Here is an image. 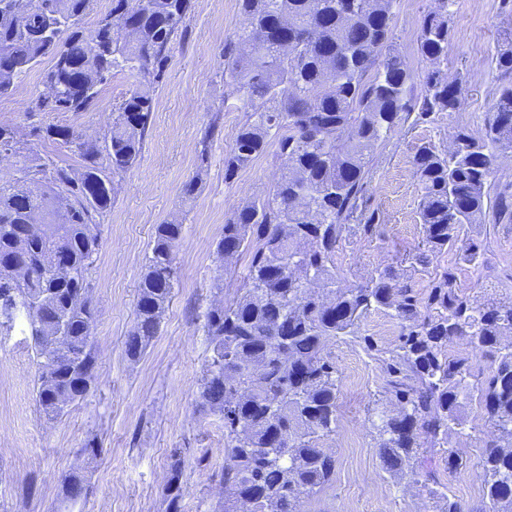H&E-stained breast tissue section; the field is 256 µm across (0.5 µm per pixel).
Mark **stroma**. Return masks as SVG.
<instances>
[{
	"instance_id": "35a3bbf8",
	"label": "stroma",
	"mask_w": 512,
	"mask_h": 512,
	"mask_svg": "<svg viewBox=\"0 0 512 512\" xmlns=\"http://www.w3.org/2000/svg\"><path fill=\"white\" fill-rule=\"evenodd\" d=\"M435 0H395L394 45L414 74L429 64L416 32ZM448 75L464 80L465 95L452 113L425 120H401L396 133L378 147L369 175L366 205L380 216L373 234L342 240L336 268L344 285L358 284L377 270L399 273L401 285L425 295L436 273L454 269L456 288L481 301L512 294V215L487 212L476 230L484 244L479 266L460 263L454 252L433 256L428 267L411 257L422 249L421 186L413 173L418 148L447 149L457 128L481 134L497 89L505 77L494 57L512 33V0H455L450 8ZM243 26L238 0H192L164 80L154 93L150 126L138 164L118 180L112 208L100 220L103 246L90 274L98 310L93 336L96 380L86 398L61 419L47 421L37 408V371L32 340L23 322L0 336V512H165V484L172 449L185 451L182 512H210L221 493L216 474L224 463V424L198 409V381L210 355L205 314L216 300L232 298L248 264L240 256L220 265L214 244L224 221L266 193L283 161L277 142L232 179L224 160L246 120V99L223 80L224 46ZM136 73L113 74L99 101L87 112H33L30 103L44 91L39 70L17 80L0 99V123L15 126L22 141L32 127L67 125L88 137H102L112 113L136 88ZM220 114L207 162L196 147L213 114ZM196 181L192 201L183 187ZM181 225L177 248L179 283L162 318L160 332L136 359L125 352L135 323L139 283L157 225ZM400 324L391 313L373 310L353 336L328 347L340 378L339 426L323 447L336 455V480L300 512H436L423 483L389 473L376 446V427L392 407L382 395L383 374L366 353L362 337L396 343ZM463 436L451 444L465 462L449 472L436 465L448 492L465 512L482 506L481 458L491 436L477 404L465 408ZM96 439L101 454L87 461L85 442ZM85 476L87 493L76 504L60 505V481L74 470Z\"/></svg>"
}]
</instances>
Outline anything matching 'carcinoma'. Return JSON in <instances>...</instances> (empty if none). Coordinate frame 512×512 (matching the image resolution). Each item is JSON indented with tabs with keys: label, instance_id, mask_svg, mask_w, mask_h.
Returning a JSON list of instances; mask_svg holds the SVG:
<instances>
[{
	"label": "carcinoma",
	"instance_id": "obj_1",
	"mask_svg": "<svg viewBox=\"0 0 512 512\" xmlns=\"http://www.w3.org/2000/svg\"><path fill=\"white\" fill-rule=\"evenodd\" d=\"M247 49L224 46V83L251 103L224 160L232 178L264 153L278 136L284 165L270 191L233 212L215 243L248 256V272L233 298L211 305L204 330L211 355L199 379L198 407L224 422V466L217 473L222 495L211 512H297L336 477V456L320 441L336 434L339 375L327 349L338 336H353L372 310L394 312L398 343L362 337L364 350L381 368L384 397L395 413L382 419L378 448L385 469L440 485L434 457L448 470L466 467L450 448L466 423L468 402L478 401L492 439L483 453L481 512H512V296L473 301L454 288V274L435 275L419 297L385 269L357 286L334 287L341 240L375 227L364 197L374 151L394 132L402 115L424 120L454 112L464 95L448 93V7L426 14L417 40L431 67L420 96L407 95L414 75L392 48L394 0H238ZM93 0H0V98L15 80L49 61L32 112H87L116 70L141 77L139 86L112 113L102 139L90 141L72 127L47 125L35 137L80 154L75 174L15 140L16 128L0 123V149L14 150L23 176L0 180V333L23 316L39 359L35 401L50 420L83 400L95 380L97 352L90 324L96 320L89 272L102 247L98 218L112 208L114 179L138 162L174 44L184 33L191 0H149L132 12L128 0L111 8L87 33L81 21ZM296 36L295 50L280 48L283 28ZM498 70L512 76V43L497 50ZM220 116L198 142L208 158ZM512 148V81L499 86L482 135L464 128L450 149L420 147L414 175L422 190L420 220L427 250L414 257L453 250L480 264L481 243L468 230L483 223L490 178L501 152ZM42 225L28 232L33 223ZM182 225L158 224L139 285L135 324L125 341L128 357L141 356L158 335L178 281L175 249ZM61 253L64 274L46 258ZM301 262L310 276L333 286V306L290 269ZM22 267L25 274H14ZM463 342L467 350L449 348ZM489 361L479 370L474 360ZM183 460L170 455L166 512H182ZM63 500L84 493L82 476L61 480ZM438 512H462L446 492L432 490Z\"/></svg>",
	"mask_w": 512,
	"mask_h": 512
}]
</instances>
